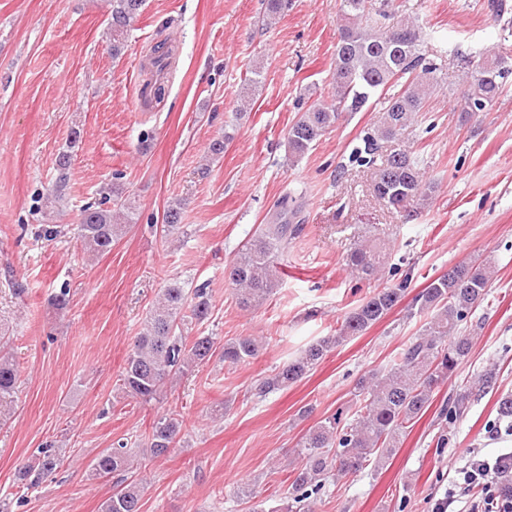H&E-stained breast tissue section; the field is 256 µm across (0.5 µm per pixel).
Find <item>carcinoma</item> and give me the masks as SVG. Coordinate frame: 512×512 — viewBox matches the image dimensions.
Here are the masks:
<instances>
[{
    "label": "carcinoma",
    "mask_w": 512,
    "mask_h": 512,
    "mask_svg": "<svg viewBox=\"0 0 512 512\" xmlns=\"http://www.w3.org/2000/svg\"><path fill=\"white\" fill-rule=\"evenodd\" d=\"M144 0H111L109 36L112 55L121 53L128 27L140 14ZM396 0H340V35L331 75V100L314 104L300 113L288 129L291 157H304L336 123L344 112L374 108L377 123L364 131L352 153V163L369 171L375 198L395 212L412 216L433 192L426 180L423 161L413 148L388 149L403 132L427 121L428 103L440 86L435 64L424 53L422 25L406 21L390 26ZM172 50L155 52L148 67L144 89L162 91L163 68L169 66ZM507 61L490 55L466 72L468 89L459 106L462 114L485 101L499 100L503 91ZM71 154L62 151L56 159L57 176L48 196L57 200L67 187ZM113 190L95 204L80 211L78 239L81 245L103 255L112 250L125 225L114 222ZM181 204L170 205L163 213V228L168 235L181 228ZM300 206L289 194L276 202L273 223L263 224L243 245L229 269L239 305L245 309L262 306L280 286L276 271L279 254L288 241L302 231L296 222ZM384 247L379 243L359 244L350 254L352 268L375 276L384 262ZM491 267L484 261L462 262L432 281L418 293L409 314L424 317L419 334L382 371H372L355 388L353 419L341 425V414L319 422L299 442V468L288 485L275 512H310L309 499L319 493L328 478L346 477L365 469L370 461L380 465L400 443L407 429L431 403L433 392L449 381L469 357L473 336L463 325L488 295ZM408 281L385 287L368 297L349 313L334 336L310 345L296 359L275 370L254 388V395L286 388L310 372L336 344L360 336L385 318L404 297ZM199 323L208 319L211 304L206 288L188 297L185 288L173 283L165 288L143 328L135 337L126 358L120 381L128 394L148 404L160 397L165 381L208 362L216 352L211 336L182 335L184 309ZM260 348L252 336H241L224 343L222 357L230 365L254 358ZM18 369L13 361L0 356V399L13 392ZM468 394L460 393L448 402V423L462 417ZM182 420L175 414L155 418L147 447L155 458L166 457L177 447ZM131 449L120 443L101 452L91 463L94 475L106 477L127 468ZM60 458L47 450L42 458L20 472L21 480L35 487L60 467ZM142 487L135 480H123L104 502V512H140Z\"/></svg>",
    "instance_id": "obj_1"
}]
</instances>
